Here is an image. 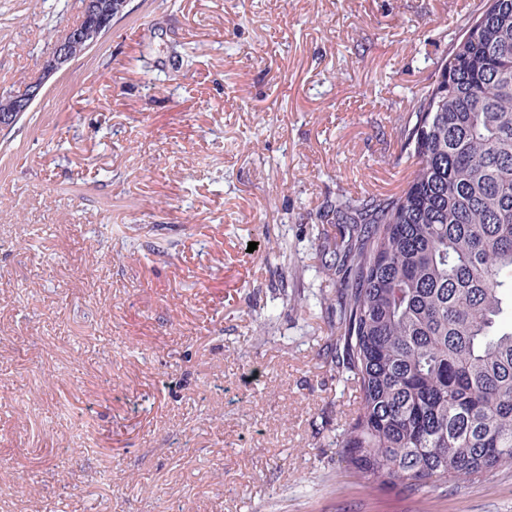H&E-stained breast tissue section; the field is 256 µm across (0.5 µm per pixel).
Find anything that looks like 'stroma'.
I'll use <instances>...</instances> for the list:
<instances>
[{
    "instance_id": "obj_1",
    "label": "stroma",
    "mask_w": 512,
    "mask_h": 512,
    "mask_svg": "<svg viewBox=\"0 0 512 512\" xmlns=\"http://www.w3.org/2000/svg\"><path fill=\"white\" fill-rule=\"evenodd\" d=\"M473 3L129 0L0 131V512H512V468L345 474L359 394L288 299L330 286L327 202L406 187ZM80 10L0 0V94Z\"/></svg>"
}]
</instances>
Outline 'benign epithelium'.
<instances>
[{"mask_svg":"<svg viewBox=\"0 0 512 512\" xmlns=\"http://www.w3.org/2000/svg\"><path fill=\"white\" fill-rule=\"evenodd\" d=\"M127 5L128 0H82L80 20L53 40L38 75L30 78L21 89L0 97V128L15 125L40 97L46 82L101 41Z\"/></svg>","mask_w":512,"mask_h":512,"instance_id":"benign-epithelium-1","label":"benign epithelium"}]
</instances>
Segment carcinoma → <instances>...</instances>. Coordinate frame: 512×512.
Wrapping results in <instances>:
<instances>
[{
    "label": "carcinoma",
    "instance_id": "1",
    "mask_svg": "<svg viewBox=\"0 0 512 512\" xmlns=\"http://www.w3.org/2000/svg\"><path fill=\"white\" fill-rule=\"evenodd\" d=\"M411 92L405 189L320 214L332 334L359 403L346 469L418 494L512 465V0H478Z\"/></svg>",
    "mask_w": 512,
    "mask_h": 512
}]
</instances>
